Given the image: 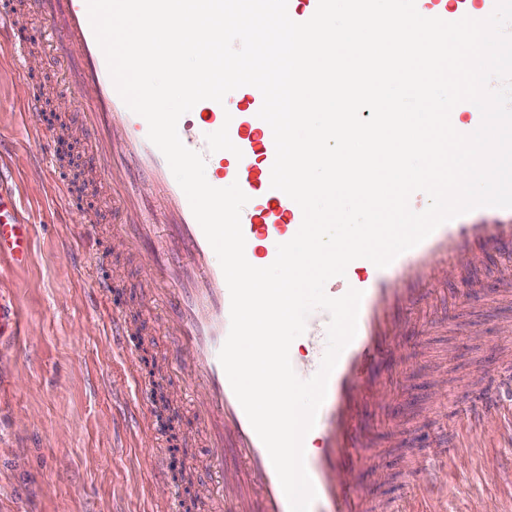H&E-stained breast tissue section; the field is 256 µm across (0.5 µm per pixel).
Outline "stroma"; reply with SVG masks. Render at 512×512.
Returning <instances> with one entry per match:
<instances>
[{
    "mask_svg": "<svg viewBox=\"0 0 512 512\" xmlns=\"http://www.w3.org/2000/svg\"><path fill=\"white\" fill-rule=\"evenodd\" d=\"M58 85L49 69L19 76L0 48V182L29 222L32 243L25 266L0 258V298L19 325L17 336L0 338V512H162L169 494L150 477L155 441L134 419L167 416L163 406L149 404L166 364L163 327L142 314L141 271L120 248L102 258L142 332L136 358L113 346L89 303L93 272L79 246L82 217L58 214L20 106L31 91L55 100ZM509 318L512 306L490 297L459 303L436 331L408 342L399 398L388 401L380 427L378 469L358 478L370 499L407 494V452L397 439L436 430L429 407L437 391L457 393L458 376L480 374L493 362L499 326ZM497 429L489 421L491 447L448 472L447 512H512V480L495 467L512 459V445L497 439Z\"/></svg>",
    "mask_w": 512,
    "mask_h": 512,
    "instance_id": "stroma-1",
    "label": "stroma"
}]
</instances>
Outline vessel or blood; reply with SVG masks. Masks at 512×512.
<instances>
[{
	"mask_svg": "<svg viewBox=\"0 0 512 512\" xmlns=\"http://www.w3.org/2000/svg\"><path fill=\"white\" fill-rule=\"evenodd\" d=\"M24 6L29 17L41 22L47 42L43 61L61 75L71 121L84 138L86 180L90 187L109 190L111 233L124 240L148 273L150 286L143 289L141 299L167 325L164 343L169 358L163 380L183 393L199 387L207 395L194 419L208 450L202 455L186 451L182 461L184 468L202 470L206 478L205 487L197 492L199 502L212 512H289L268 452L218 358L230 329V293L221 266L186 195L170 178L166 158L149 141L145 119L131 112L118 94L90 25L86 0H25ZM416 7L424 16L450 22L468 14L463 5L449 9L448 0H416ZM19 23L13 0H0V47L9 49L24 70L28 59L17 38ZM262 102L257 88L243 86L227 94L224 102L196 103V123L179 120L177 130L187 148L205 157L214 173L212 186L235 181L248 196L241 212L245 256L250 264L266 267L275 260L278 244L295 236L303 214L294 200L271 186L276 151L271 127L258 116ZM25 112L35 152L51 177L58 204L71 210L75 199L58 157L63 132L45 123L40 96L27 100ZM79 236L91 247L89 259L99 260L102 242L96 217L81 225ZM0 257L17 267L30 258L29 225L20 217L13 195L3 190ZM502 259L512 260V209L482 207L442 224L386 268L357 259L345 276L329 280L328 296H343L351 288L364 296L357 335L342 352L315 425L304 439L305 467L317 493L310 512H372L360 484L345 481L344 476L379 463L374 435L383 410L377 393L397 382L403 340L425 331L427 313L446 309L453 291L442 285L444 271L458 268L462 293L471 297L489 288L483 271ZM93 286L109 304L113 342L135 355L136 331L126 307L113 297L114 276L96 274ZM489 289L511 296L512 280L498 278ZM329 321L328 312L321 309L308 319L313 358L291 359L301 379L313 377L320 368ZM496 377L512 381V364H499L468 392L456 445H448L440 435L423 448L409 449L412 488L396 512H435V502L447 493L441 469L456 456L484 447L488 417L498 418L501 426L512 425V408L505 406L492 383ZM146 427L158 441L151 463L154 478L168 482L173 460L162 442L164 433L154 421H147ZM228 447L237 457L229 469L224 466Z\"/></svg>",
	"mask_w": 512,
	"mask_h": 512,
	"instance_id": "b4317fda",
	"label": "vessel or blood"
}]
</instances>
